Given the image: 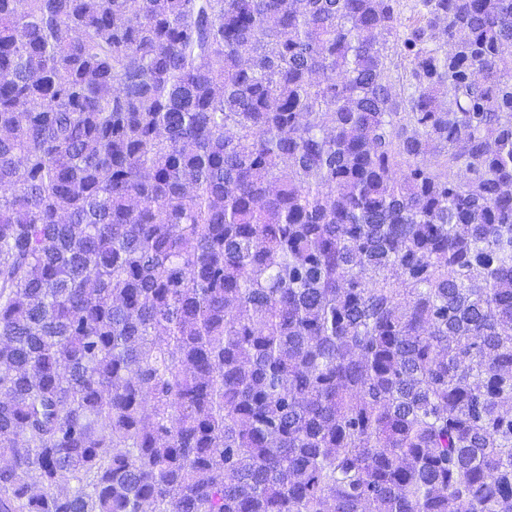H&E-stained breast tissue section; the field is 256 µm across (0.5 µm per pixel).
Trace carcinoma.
<instances>
[{
  "instance_id": "1",
  "label": "carcinoma",
  "mask_w": 512,
  "mask_h": 512,
  "mask_svg": "<svg viewBox=\"0 0 512 512\" xmlns=\"http://www.w3.org/2000/svg\"><path fill=\"white\" fill-rule=\"evenodd\" d=\"M402 14L0 0V512H512V0Z\"/></svg>"
}]
</instances>
